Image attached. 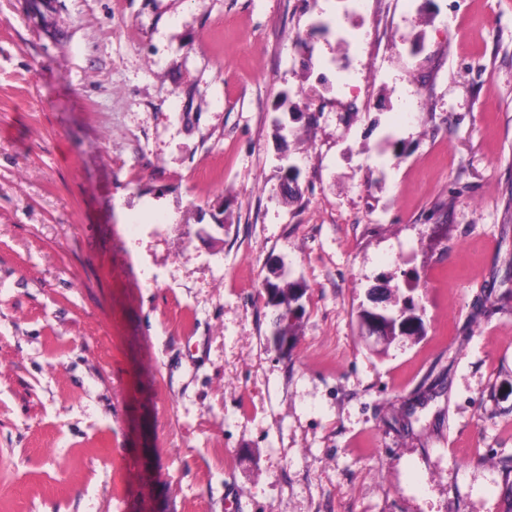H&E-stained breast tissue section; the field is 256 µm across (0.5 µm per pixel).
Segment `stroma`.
<instances>
[{
	"mask_svg": "<svg viewBox=\"0 0 512 512\" xmlns=\"http://www.w3.org/2000/svg\"><path fill=\"white\" fill-rule=\"evenodd\" d=\"M510 460L512 0H0V512H505ZM265 292L267 297L276 298L278 307L272 308L271 311V335L274 332H277L278 335L288 336V338L281 339L280 336H273L272 341L275 343L276 348L282 354H286L289 350V342L291 345L294 340V330L293 327L303 316L304 310L301 314L296 315L293 318H289V311L293 304V302L297 299V297H301L302 295V286L298 283L287 282L284 287H281L278 283H273L270 280L266 281L265 284ZM288 307V326H283L286 319V309ZM279 315V316H278ZM302 316V317H301ZM301 317V318H300ZM300 318V319H299ZM298 319V320H297ZM297 320V321H296ZM295 321V322H294ZM400 302L401 307L396 312H391L381 319H375L366 308L361 309L358 314L361 327L370 333L373 331L371 324H376V336L388 341L394 340L397 336H421L424 324L417 314L418 308L414 298L410 295H398L395 303L398 305Z\"/></svg>",
	"mask_w": 512,
	"mask_h": 512,
	"instance_id": "35a3bbf8",
	"label": "stroma"
}]
</instances>
